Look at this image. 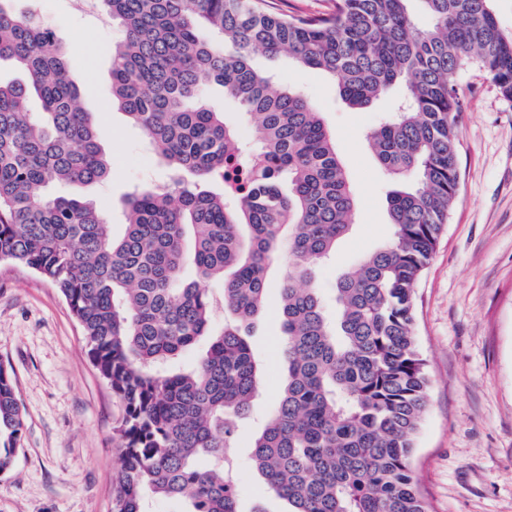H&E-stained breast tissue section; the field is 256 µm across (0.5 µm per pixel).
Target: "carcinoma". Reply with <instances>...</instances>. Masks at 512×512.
Segmentation results:
<instances>
[{
	"instance_id": "cac0c4a2",
	"label": "carcinoma",
	"mask_w": 512,
	"mask_h": 512,
	"mask_svg": "<svg viewBox=\"0 0 512 512\" xmlns=\"http://www.w3.org/2000/svg\"><path fill=\"white\" fill-rule=\"evenodd\" d=\"M18 2L0 0V62L29 76L0 81V260L59 288L124 402L112 512H146L149 495L180 499L186 512H240L224 448L258 391L249 338L279 260L285 368L252 444L254 468L288 512H430L413 471L429 390L416 286L458 195L461 71L477 65L512 102V32L493 0H418L426 27L411 0H334L316 16L266 0H98L123 31L112 45V105L168 171L166 185L126 198L119 239L94 201L47 193L103 184L112 163L62 39ZM258 53L329 75L354 109L399 90L369 137L399 184L388 197L392 237L338 278L334 322L315 269L352 223V190L320 113L253 69ZM213 84L249 117L254 142L208 104ZM33 95L43 102L35 115ZM201 280L223 284L229 318L219 332ZM206 337L194 367L171 369ZM23 425L0 365V472L15 464Z\"/></svg>"
}]
</instances>
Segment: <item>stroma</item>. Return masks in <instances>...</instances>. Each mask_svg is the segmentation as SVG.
I'll return each mask as SVG.
<instances>
[{
  "label": "stroma",
  "mask_w": 512,
  "mask_h": 512,
  "mask_svg": "<svg viewBox=\"0 0 512 512\" xmlns=\"http://www.w3.org/2000/svg\"><path fill=\"white\" fill-rule=\"evenodd\" d=\"M67 46L83 107L95 113L112 160L102 186H57V195L95 199L121 237L122 200L134 187L166 181L141 131L113 107L111 53L119 27L74 0H28ZM320 112L356 199L355 222L316 270L328 315L336 281L391 237L387 194L394 184L366 137L387 107L347 106L335 81L288 58L255 56ZM458 199L417 286L416 334L430 378L413 470L431 512H512V103L475 66L460 75ZM278 269L250 343L264 372L249 417L227 454L237 463L242 512H287L251 460V446L280 393L282 333ZM0 364L25 413L22 450L0 473V512H110L120 472L115 428L122 401L99 374L64 297L32 270L0 261Z\"/></svg>",
  "instance_id": "stroma-1"
}]
</instances>
